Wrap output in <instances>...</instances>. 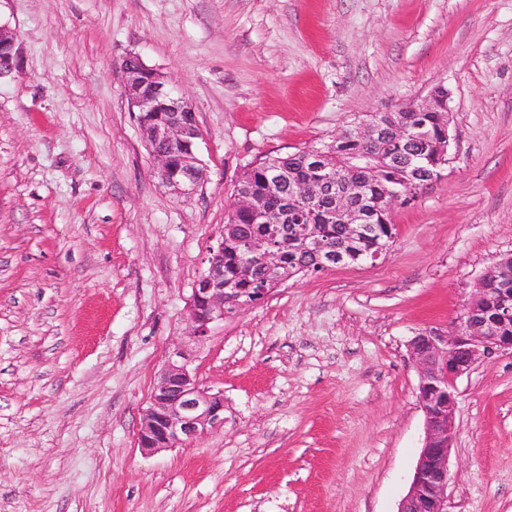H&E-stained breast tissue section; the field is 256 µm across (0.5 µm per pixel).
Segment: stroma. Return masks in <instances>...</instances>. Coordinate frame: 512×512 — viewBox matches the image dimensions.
<instances>
[{
	"instance_id": "35a3bbf8",
	"label": "stroma",
	"mask_w": 512,
	"mask_h": 512,
	"mask_svg": "<svg viewBox=\"0 0 512 512\" xmlns=\"http://www.w3.org/2000/svg\"><path fill=\"white\" fill-rule=\"evenodd\" d=\"M0 512H396L423 444L415 331L512 254V0H0ZM203 133L162 183L119 66ZM448 89L449 163L377 260L288 279L190 336L244 166ZM182 353L224 426L144 454ZM448 512H512V353L457 382ZM0 45L1 48H8V55L3 57L0 62V77L4 74L20 68V48L18 36L16 33L0 25Z\"/></svg>"
}]
</instances>
